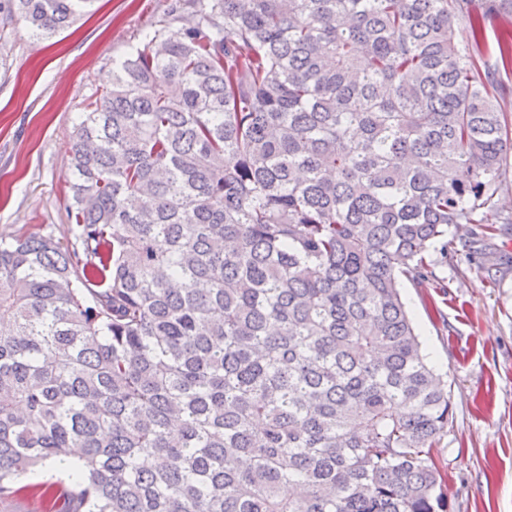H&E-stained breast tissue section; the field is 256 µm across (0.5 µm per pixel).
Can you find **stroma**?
<instances>
[{
  "label": "stroma",
  "instance_id": "1",
  "mask_svg": "<svg viewBox=\"0 0 512 512\" xmlns=\"http://www.w3.org/2000/svg\"><path fill=\"white\" fill-rule=\"evenodd\" d=\"M167 4L97 0L94 13L43 39L0 13V238L72 241L73 127ZM489 244L494 261L450 265L436 252L435 287L403 283L423 350L450 390L453 420L434 449L449 512H512V226L497 225Z\"/></svg>",
  "mask_w": 512,
  "mask_h": 512
}]
</instances>
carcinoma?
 <instances>
[{"label": "carcinoma", "mask_w": 512, "mask_h": 512, "mask_svg": "<svg viewBox=\"0 0 512 512\" xmlns=\"http://www.w3.org/2000/svg\"><path fill=\"white\" fill-rule=\"evenodd\" d=\"M93 3L0 13L49 38ZM500 12L170 0L76 123L74 242L0 240V506L447 512L453 407L400 288L438 246L482 253L450 228L512 224V124L477 60Z\"/></svg>", "instance_id": "carcinoma-1"}]
</instances>
